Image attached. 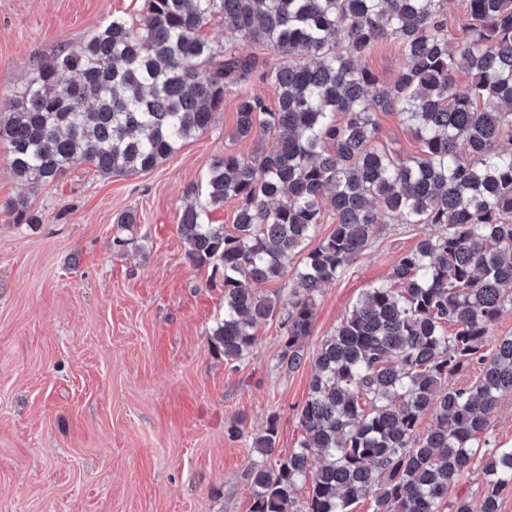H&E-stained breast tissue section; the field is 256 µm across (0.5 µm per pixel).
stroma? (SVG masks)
I'll list each match as a JSON object with an SVG mask.
<instances>
[{
	"label": "stroma",
	"mask_w": 512,
	"mask_h": 512,
	"mask_svg": "<svg viewBox=\"0 0 512 512\" xmlns=\"http://www.w3.org/2000/svg\"><path fill=\"white\" fill-rule=\"evenodd\" d=\"M144 0H0V103L61 46L76 47ZM379 143L401 158L420 146L396 115H377ZM226 94L211 129L157 168L102 176L82 164L56 183L18 178L0 143V512H252L247 478L272 464L255 436L276 419L274 455L301 436L310 367L280 362L279 320L251 354L225 361L210 342L224 290L191 265L178 224L188 186L224 152L251 157L273 136H232ZM24 199L43 222L12 223ZM137 216L116 251L120 214ZM423 234L384 225L378 239L315 298L304 350L331 335L360 293L385 281Z\"/></svg>",
	"instance_id": "35a3bbf8"
}]
</instances>
